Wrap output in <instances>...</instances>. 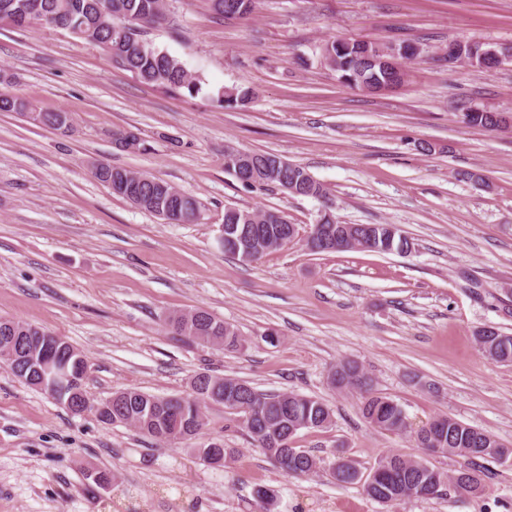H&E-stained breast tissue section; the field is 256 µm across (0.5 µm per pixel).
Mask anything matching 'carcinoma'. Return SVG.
I'll return each instance as SVG.
<instances>
[{
    "instance_id": "carcinoma-1",
    "label": "carcinoma",
    "mask_w": 512,
    "mask_h": 512,
    "mask_svg": "<svg viewBox=\"0 0 512 512\" xmlns=\"http://www.w3.org/2000/svg\"><path fill=\"white\" fill-rule=\"evenodd\" d=\"M254 0H212L216 14L230 18L253 9ZM23 11L29 25L54 28L62 26L76 40L99 47L107 53L116 67L131 73L139 82L183 92L191 97L202 91V79L190 73L184 65L169 53L142 39L147 27L160 25L167 20L166 0H0V14ZM494 48L505 55L501 45L471 43L465 45V55L476 61L475 67L482 70L497 69L501 60L486 52ZM320 56L331 59L330 70L344 84L361 90L375 92L396 79L390 66L375 61L373 44L352 40L333 39L320 47ZM248 93L239 90L222 91L216 102L224 107L244 103ZM0 112H17L33 121L54 128L60 125V114L36 110L25 98L10 92L0 91ZM463 122L487 130L495 129L497 121L492 115L470 109L463 114ZM282 159L272 154L253 153L243 163L224 154V167L232 175L242 172L260 190L278 186L270 177ZM94 176L106 185L128 181L130 186L121 197L150 214L158 206H164L171 224H194L201 203L192 196L177 190L170 183L156 177L141 182V177L130 170L98 163ZM297 191L302 197H310L321 203V209L333 210V202L324 186L300 165L293 170ZM286 215L276 210H249L231 207L224 210L226 224H261L265 226L273 242L265 249L270 252L294 241L290 227L285 225ZM191 319L188 337L194 341L235 348L240 338L235 328L224 320L208 314V319L194 322L193 312L174 315L168 325L177 334L182 333L185 319ZM11 324L18 334L32 340L40 339V327L13 319L0 318V326ZM489 348L497 355L496 362L512 363V336L493 337ZM207 394L191 392L185 396L159 397L143 391L125 389L112 393L111 399L122 403L128 415L124 418L99 414L96 419L104 424H123L133 427L140 435L159 442L169 443L191 439L202 433L207 425L206 412L213 405H222L247 414L243 404L252 408L253 416L242 421V427L252 444L274 459L279 468L291 477H308L318 469L316 456L301 448H283L280 440L293 441L302 429H323L332 423L331 408L323 401L295 392L267 393L256 389L248 382L231 375L208 374ZM331 385L337 390L357 389L363 394L360 407L363 418L371 425L389 432L408 431L407 418L401 404L396 400L373 392L372 379L362 366L354 361L342 362L330 373ZM439 429L432 437L424 432L416 435L421 448L440 453H453L465 459L455 474L448 475L426 460L410 459L400 454H389L382 458L376 468L393 473L388 483L364 486L366 494L373 500L393 505L409 498L429 499L439 493L440 488L453 484L459 491L476 493L482 486V472L474 467V459L490 458L498 462L512 458V448L501 444L487 431L466 425L452 417L437 419ZM224 449V457L233 456L235 449L224 447V443L211 441L193 449V453L204 464L212 466L209 449ZM332 477L339 483L354 484L361 480L356 463L344 458L334 463Z\"/></svg>"
}]
</instances>
